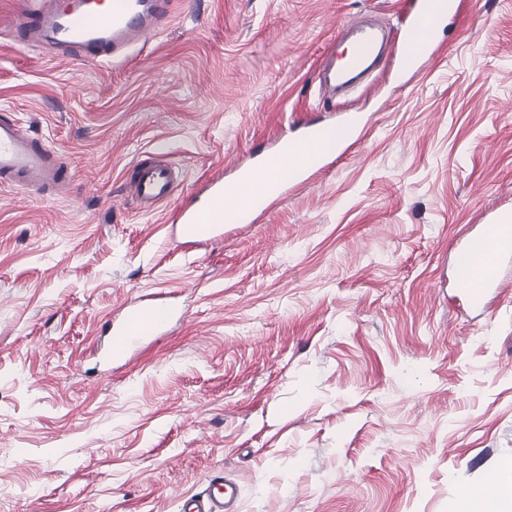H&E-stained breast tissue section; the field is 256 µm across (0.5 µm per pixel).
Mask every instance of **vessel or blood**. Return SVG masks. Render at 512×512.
I'll list each match as a JSON object with an SVG mask.
<instances>
[{
    "mask_svg": "<svg viewBox=\"0 0 512 512\" xmlns=\"http://www.w3.org/2000/svg\"><path fill=\"white\" fill-rule=\"evenodd\" d=\"M174 4L175 0H112L110 11L101 15L96 11L95 0H29L15 34L26 44L52 35V46L61 56L78 52L115 60L169 24ZM457 9V0H421L404 33L402 67L423 65L432 53L433 20L447 18ZM378 53L376 33L361 27L346 63H337L336 54L331 51L322 58L321 66L334 82L345 85L366 71ZM0 179L24 189L69 185L68 176L49 145L32 138L16 122L1 119ZM132 184L143 207L153 210L169 200L175 179L167 166L149 162L136 166ZM176 223L182 237L198 244L220 236L223 229L222 224L204 219L194 209L181 210ZM495 225L496 238L481 232L466 240L462 251L472 261L457 270L460 288L471 306L481 310L488 308L490 293L500 288L504 270L512 266V214H500ZM175 316V309L165 304H145L138 299L127 302L110 325L111 356L121 357L143 338L160 336ZM240 497L238 483L218 475L203 492L183 498L180 512H239Z\"/></svg>",
    "mask_w": 512,
    "mask_h": 512,
    "instance_id": "obj_1",
    "label": "vessel or blood"
}]
</instances>
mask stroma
Wrapping results in <instances>:
<instances>
[{
  "label": "stroma",
  "mask_w": 512,
  "mask_h": 512,
  "mask_svg": "<svg viewBox=\"0 0 512 512\" xmlns=\"http://www.w3.org/2000/svg\"><path fill=\"white\" fill-rule=\"evenodd\" d=\"M24 9L0 0V119L71 181L0 184V512H179L218 474L242 512H448L512 483V268L480 317L454 282L457 241L512 211V0H461L421 69L332 100L336 22L396 33L403 0H176L127 64L9 39ZM351 120L358 143L253 223L173 227L232 162ZM145 160L180 172L152 211ZM143 295L180 321L104 362ZM182 237L193 239V243L203 244L211 241L217 236H222L225 223H211L205 219L199 210L182 209L176 222Z\"/></svg>",
  "instance_id": "stroma-1"
}]
</instances>
